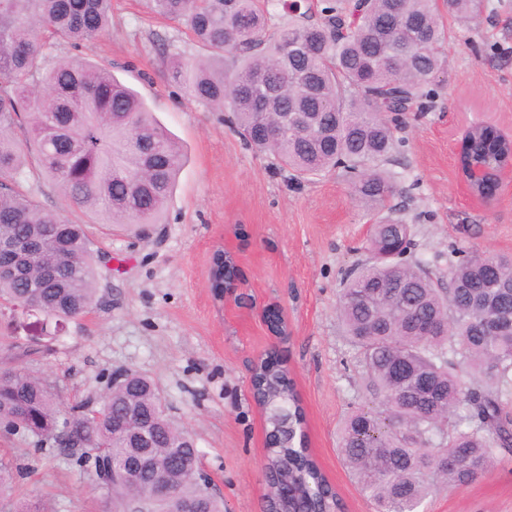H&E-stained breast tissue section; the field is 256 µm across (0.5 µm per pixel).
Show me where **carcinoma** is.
I'll return each mask as SVG.
<instances>
[{"instance_id":"obj_1","label":"carcinoma","mask_w":512,"mask_h":512,"mask_svg":"<svg viewBox=\"0 0 512 512\" xmlns=\"http://www.w3.org/2000/svg\"><path fill=\"white\" fill-rule=\"evenodd\" d=\"M185 25L205 52L165 79L225 114L243 142L272 155L293 179L342 176L372 216L365 260L339 296V315L365 370L367 405L341 429L339 452L375 512H424L442 487L490 475L512 452V255L448 256V277L411 255L410 225L393 216L402 193L395 154L413 112L434 107L447 20L471 23L487 0H142ZM112 26V0H0V237L32 242L0 298L24 300L62 325L96 302L94 241L22 189L50 179L71 208L101 224H158L184 156L145 101L111 71L51 50L94 44ZM512 149L494 126L466 133L463 161L495 168ZM256 388L269 433L266 472L277 488L268 512H343L306 448L304 415L288 368L259 365ZM128 407L149 419L158 477L154 498L123 478L140 449L119 435ZM0 420L51 441L81 468L82 447L102 449L107 487L134 512H222L200 489L198 450L168 417L153 381L124 384L64 410L45 381L0 365Z\"/></svg>"}]
</instances>
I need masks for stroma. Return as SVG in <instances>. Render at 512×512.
I'll return each instance as SVG.
<instances>
[{
	"label": "stroma",
	"instance_id": "stroma-1",
	"mask_svg": "<svg viewBox=\"0 0 512 512\" xmlns=\"http://www.w3.org/2000/svg\"><path fill=\"white\" fill-rule=\"evenodd\" d=\"M88 54L140 92L184 164L160 223L138 236L91 223L49 179L29 178L47 208L89 225L110 260L98 266V305L60 335L43 328L42 316L0 303V363L22 359L55 385L66 408L99 396L113 374L149 376L170 418L195 440L198 470L224 512H262L265 434L250 376L269 344L256 308L277 302L291 328L278 359L302 401L310 452L344 512H374L338 452L340 428L365 402L364 370L337 301L344 274L366 256L368 216L341 177L290 180L272 156L246 146L223 113L185 98L163 78L170 58L191 64L202 54L184 25L144 12L138 0H112V27ZM444 57L436 108L400 134L404 192L394 203L412 226L416 256L512 253V187L498 189L488 207L467 201L453 154L472 122L512 134V0H489L477 26L452 25ZM224 238L238 252L253 308L225 307L210 286L211 251ZM0 459L24 466L14 498H42L51 512L125 508L51 443L0 435ZM424 510L512 512V453L490 476L437 491Z\"/></svg>",
	"mask_w": 512,
	"mask_h": 512
}]
</instances>
